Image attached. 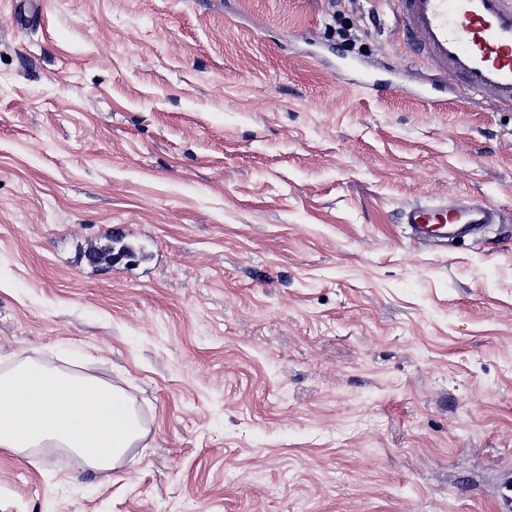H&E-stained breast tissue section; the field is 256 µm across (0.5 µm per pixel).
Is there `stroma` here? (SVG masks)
Returning <instances> with one entry per match:
<instances>
[{"label": "stroma", "mask_w": 512, "mask_h": 512, "mask_svg": "<svg viewBox=\"0 0 512 512\" xmlns=\"http://www.w3.org/2000/svg\"><path fill=\"white\" fill-rule=\"evenodd\" d=\"M495 209L435 248L402 213ZM117 235L135 258L92 265ZM123 388L0 512H512V111L393 0H0V369Z\"/></svg>", "instance_id": "stroma-1"}]
</instances>
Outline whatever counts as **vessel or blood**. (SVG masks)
Returning a JSON list of instances; mask_svg holds the SVG:
<instances>
[{
  "label": "vessel or blood",
  "instance_id": "1",
  "mask_svg": "<svg viewBox=\"0 0 512 512\" xmlns=\"http://www.w3.org/2000/svg\"><path fill=\"white\" fill-rule=\"evenodd\" d=\"M407 40L440 76L470 91L494 93L495 107L512 109V0H396ZM492 214L484 208L409 209L404 222L418 238L464 236Z\"/></svg>",
  "mask_w": 512,
  "mask_h": 512
}]
</instances>
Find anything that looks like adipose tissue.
<instances>
[{"mask_svg":"<svg viewBox=\"0 0 512 512\" xmlns=\"http://www.w3.org/2000/svg\"><path fill=\"white\" fill-rule=\"evenodd\" d=\"M148 434L127 394L34 358L0 372V451L30 457L65 448L108 476Z\"/></svg>","mask_w":512,"mask_h":512,"instance_id":"1","label":"adipose tissue"}]
</instances>
